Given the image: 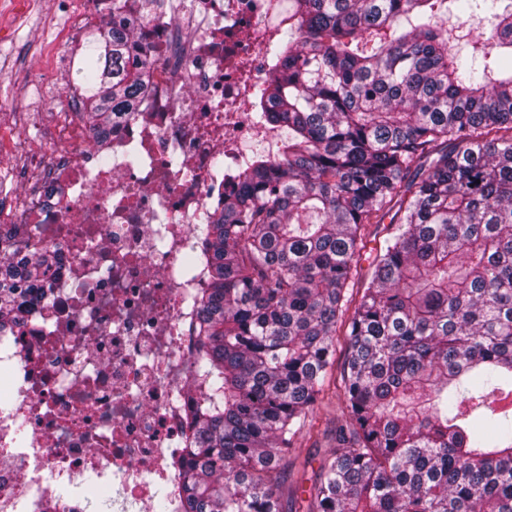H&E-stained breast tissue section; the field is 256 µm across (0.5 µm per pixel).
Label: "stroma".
<instances>
[{"mask_svg":"<svg viewBox=\"0 0 512 512\" xmlns=\"http://www.w3.org/2000/svg\"><path fill=\"white\" fill-rule=\"evenodd\" d=\"M10 3L0 0V129L14 138L11 151L0 157V202L5 204L18 192L19 168L28 166L54 137L56 111L63 104L57 95L61 78L81 80L76 64L55 68L52 53L45 50L67 22L52 0H27L21 12L11 9ZM340 416L337 406L317 408L295 442V453L284 462L294 512L306 508L321 462L335 447L333 433Z\"/></svg>","mask_w":512,"mask_h":512,"instance_id":"1","label":"stroma"}]
</instances>
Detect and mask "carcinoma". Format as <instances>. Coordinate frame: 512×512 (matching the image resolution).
Masks as SVG:
<instances>
[{
  "instance_id": "cac0c4a2",
  "label": "carcinoma",
  "mask_w": 512,
  "mask_h": 512,
  "mask_svg": "<svg viewBox=\"0 0 512 512\" xmlns=\"http://www.w3.org/2000/svg\"><path fill=\"white\" fill-rule=\"evenodd\" d=\"M450 2L490 14L466 56L434 22ZM158 6L112 0L85 35L102 159L151 86L135 29ZM261 50L255 119L280 147L202 225L182 512H286L280 462L326 401L345 423L306 512H512V0H288ZM27 247L0 235V319L52 296L54 252Z\"/></svg>"
}]
</instances>
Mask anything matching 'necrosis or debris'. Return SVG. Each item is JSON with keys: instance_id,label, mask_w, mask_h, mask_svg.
Masks as SVG:
<instances>
[{"instance_id": "necrosis-or-debris-1", "label": "necrosis or debris", "mask_w": 512, "mask_h": 512, "mask_svg": "<svg viewBox=\"0 0 512 512\" xmlns=\"http://www.w3.org/2000/svg\"><path fill=\"white\" fill-rule=\"evenodd\" d=\"M62 9L67 48L111 19L112 0ZM279 18L271 0H162L137 30L153 85L139 120L113 130L110 165L77 119L80 90H65L44 188L0 210L1 234L61 258L56 304L0 327V512H146L161 490L181 512L198 400L191 323L206 285L199 227L224 195L217 159L240 162L247 143L269 138L247 106ZM92 472L102 496L86 491Z\"/></svg>"}]
</instances>
